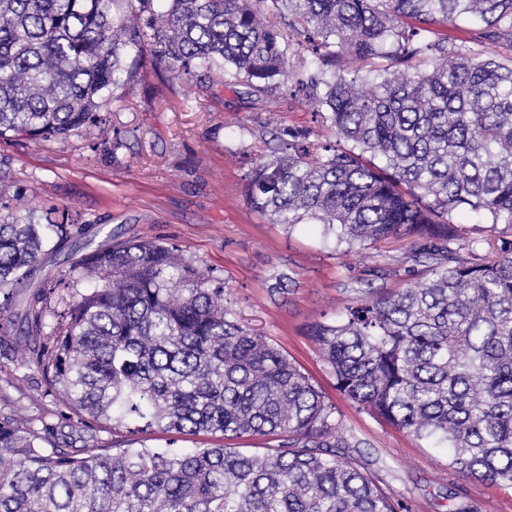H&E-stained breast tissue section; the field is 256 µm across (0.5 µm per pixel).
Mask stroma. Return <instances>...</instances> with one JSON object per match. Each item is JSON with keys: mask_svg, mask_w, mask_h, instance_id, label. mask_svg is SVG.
I'll return each mask as SVG.
<instances>
[{"mask_svg": "<svg viewBox=\"0 0 512 512\" xmlns=\"http://www.w3.org/2000/svg\"><path fill=\"white\" fill-rule=\"evenodd\" d=\"M123 142L113 148L85 136L35 141L0 138V217L29 202L36 217L68 214L67 240L44 255L34 278L58 279L77 258L115 240L159 239L210 268L226 287L224 304L244 325L275 341L333 404L348 455L407 512H512V490L478 482L448 466V452L388 425L336 388V378L307 328L334 320L343 306L414 285L425 268L407 262L406 241L347 251L324 239L317 224L286 227L253 211L249 170L295 130L333 140L307 106L287 90L257 101L229 88L200 99L195 81L152 63L139 68L129 95L107 114ZM284 288H275L278 275ZM1 321L0 407L21 417L48 409L57 424L66 407L34 368L19 367L10 349L38 344L14 311Z\"/></svg>", "mask_w": 512, "mask_h": 512, "instance_id": "1", "label": "stroma"}]
</instances>
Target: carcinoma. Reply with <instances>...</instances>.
<instances>
[{
  "label": "carcinoma",
  "mask_w": 512,
  "mask_h": 512,
  "mask_svg": "<svg viewBox=\"0 0 512 512\" xmlns=\"http://www.w3.org/2000/svg\"><path fill=\"white\" fill-rule=\"evenodd\" d=\"M477 20L491 44L434 37ZM512 0H0V138L106 133L101 116L149 55L175 77L249 96L293 94L350 144L290 140L251 170V207L314 223L348 248L409 239L413 287L352 302L308 336L359 407L448 450L457 473L512 488ZM310 56L297 74L290 49ZM379 60L370 74L356 64ZM471 210L497 238L470 239ZM504 224L507 230H497ZM68 218L0 219V290L26 302L34 364L76 426L219 436L179 454L55 442L38 415L0 412V512H404L336 454L334 407L277 344L231 319L224 281L159 240L75 260L59 314L33 283ZM276 444L261 454L243 437Z\"/></svg>",
  "instance_id": "obj_1"
}]
</instances>
